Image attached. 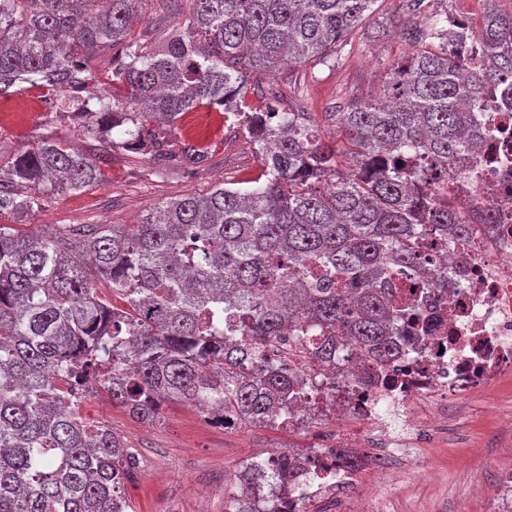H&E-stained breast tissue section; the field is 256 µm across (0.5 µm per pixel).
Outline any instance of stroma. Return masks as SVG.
<instances>
[{
	"label": "stroma",
	"mask_w": 512,
	"mask_h": 512,
	"mask_svg": "<svg viewBox=\"0 0 512 512\" xmlns=\"http://www.w3.org/2000/svg\"><path fill=\"white\" fill-rule=\"evenodd\" d=\"M399 7L400 0H378L374 19L381 32L368 26L360 29L336 66L309 63L271 75L251 73L247 104L261 107L263 93L272 91L285 110L335 112L351 99L376 94L388 65L409 52L397 34ZM187 11L184 4L166 9L160 0H148L131 31L148 39L158 29L181 26ZM45 136L99 155L96 139L79 125L51 119L43 89L28 87L0 96V157ZM171 137L205 144L208 161L190 171L160 172L147 151L113 149L102 157L100 183L48 197L33 219L34 228L135 224L166 199L203 195L226 182L247 189L262 172L246 130L223 122L218 112L191 113L179 121ZM80 414L87 424H107L134 460L123 487L127 512H227L243 461L265 458L272 449L298 442L281 429L213 425L180 401L162 402L158 420L150 425L131 417L104 392L86 397ZM429 418L437 428L419 451L424 467L366 449L368 464L354 489L338 501L316 500L315 512H502L504 503L496 489L512 472V377L433 410Z\"/></svg>",
	"instance_id": "35a3bbf8"
}]
</instances>
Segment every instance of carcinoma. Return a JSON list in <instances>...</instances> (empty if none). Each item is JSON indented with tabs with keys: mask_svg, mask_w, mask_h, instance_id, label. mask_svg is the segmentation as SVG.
Here are the masks:
<instances>
[{
	"mask_svg": "<svg viewBox=\"0 0 512 512\" xmlns=\"http://www.w3.org/2000/svg\"><path fill=\"white\" fill-rule=\"evenodd\" d=\"M181 29L151 41L130 33L141 0H0V95L28 84L53 95L52 114L77 120L100 151L140 147L161 170L206 163L207 147L168 136L199 108L243 123L264 180L241 191L170 198L139 224L30 223L44 195L81 191L98 162L43 137L0 161V512H124L133 461L106 424L89 426L63 390H105L154 423L165 400L221 408L266 427L307 397L283 339L320 361L336 339L386 369L398 342L430 326L420 291L401 295L386 275L418 268L426 241H464L448 197L483 145L467 134L489 100L512 108V11L484 0L479 30L425 0H403L400 36L382 95L353 100L324 121L286 112L278 96L247 110V73L336 60L370 24L378 0H187ZM481 63L465 68L459 48ZM107 58L112 90L86 97L92 61ZM103 284L122 300L99 294ZM357 477L363 462L336 449ZM300 453L239 472L228 512H254L246 494L279 498L300 486Z\"/></svg>",
	"mask_w": 512,
	"mask_h": 512,
	"instance_id": "carcinoma-1",
	"label": "carcinoma"
}]
</instances>
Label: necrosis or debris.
Returning <instances> with one entry per match:
<instances>
[{
	"label": "necrosis or debris",
	"mask_w": 512,
	"mask_h": 512,
	"mask_svg": "<svg viewBox=\"0 0 512 512\" xmlns=\"http://www.w3.org/2000/svg\"><path fill=\"white\" fill-rule=\"evenodd\" d=\"M475 132L487 144L470 175H449L460 218L489 209L495 224L477 226L463 242L427 251L435 273L448 280L445 297H431V331L404 344L388 374L367 356L336 354L335 368L310 351L283 347L304 383L317 387L315 399L295 406L289 432L303 433L301 451L328 456L338 448H360L370 432L385 433V446L404 454L421 437L417 403L454 402L512 373V126L496 107L475 115ZM336 423L335 438L321 425Z\"/></svg>",
	"instance_id": "4bbe7bcc"
}]
</instances>
